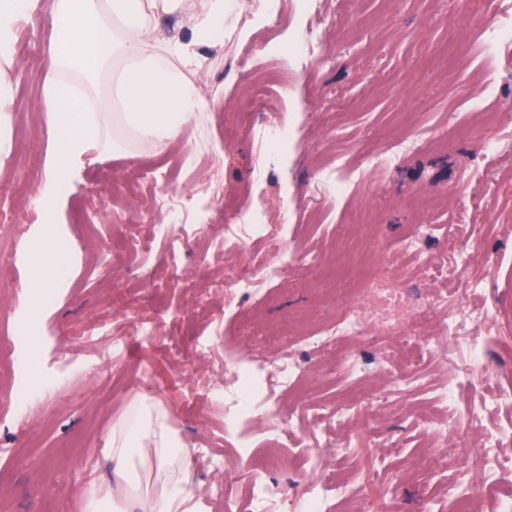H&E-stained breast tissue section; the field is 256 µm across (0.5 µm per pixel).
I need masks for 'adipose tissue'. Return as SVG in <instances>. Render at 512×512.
<instances>
[{"label":"adipose tissue","instance_id":"adipose-tissue-1","mask_svg":"<svg viewBox=\"0 0 512 512\" xmlns=\"http://www.w3.org/2000/svg\"><path fill=\"white\" fill-rule=\"evenodd\" d=\"M38 6L39 0H0V154L10 149L12 87L5 72L14 64L17 31ZM227 10L226 0H54L57 64L39 103L51 119V148L47 178L32 201L40 222L30 260L33 299L70 270V254L46 244L93 154L118 147L111 126L163 149L206 112L194 79L203 70L202 48H224ZM177 13L187 15L191 37L159 32V19ZM106 452L118 484L145 481L142 512H188L187 450L162 405L134 399L113 420Z\"/></svg>","mask_w":512,"mask_h":512}]
</instances>
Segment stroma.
<instances>
[{"instance_id":"stroma-1","label":"stroma","mask_w":512,"mask_h":512,"mask_svg":"<svg viewBox=\"0 0 512 512\" xmlns=\"http://www.w3.org/2000/svg\"><path fill=\"white\" fill-rule=\"evenodd\" d=\"M235 2L224 50L206 51L196 82L208 105L204 120L188 124L165 149L114 153L88 165L84 189L62 211L73 266L53 302L39 307L15 285L30 277L29 230L37 220L30 202L46 176L49 120L38 103L53 66L52 0H40L35 22L19 35L25 49L7 76L22 140L13 156L0 158V251L18 252L20 260L0 265V337L11 339L12 353H23L29 339L15 324L30 317L45 335L33 355L36 370L0 371V512H86L90 487L112 481V421L138 396L167 408L187 447L235 456L224 445V410L211 394L224 382L228 345L270 359L294 348L301 372L279 399L295 413L355 400L359 387L334 370L339 350L296 343L353 298L364 222L371 248H394L408 227L432 224L428 251L451 244L468 254L470 275L485 281L473 296L486 313L477 332L500 384L512 387V291L504 287L512 282V44L489 41L512 21V0H278L276 14L258 27L253 0ZM244 26L251 29L246 39L238 36ZM311 28L322 33L327 62L297 65L280 55L287 34ZM488 86L494 102L479 112L466 108ZM281 125L292 129L288 150L269 155L256 131ZM422 130L428 142L417 152L387 168H362L364 156L387 153ZM489 138L497 142L491 155L483 148ZM340 159L356 171L341 196L319 173ZM135 170L168 182L173 195L195 197L219 225L260 201L267 223H287L289 246L316 254V262L288 283L259 284L256 296L225 312L219 271L232 260L202 261L199 239L188 245L192 275L185 280L167 269L154 224L146 226L152 255L143 261L124 254L123 230L112 222L115 193L130 211L151 207L147 183H126ZM89 186L101 204L95 227L83 215ZM90 252L108 254V264L93 268ZM491 256L498 259L492 271ZM128 312L154 325L153 343L131 335ZM120 334L126 341L113 349ZM201 336L213 339L206 360L194 357ZM172 342L180 361L169 356ZM449 375L434 359L421 388L363 407L351 447L333 435L311 440L302 458L283 449L267 474L270 488L300 501L307 487L299 468L345 471L375 512H455L458 488L484 493L482 477L444 429H424L409 415L412 404H434ZM441 451L452 460L448 470H423V457ZM215 478L209 464L192 460L197 512H225L223 495L211 488Z\"/></svg>"}]
</instances>
